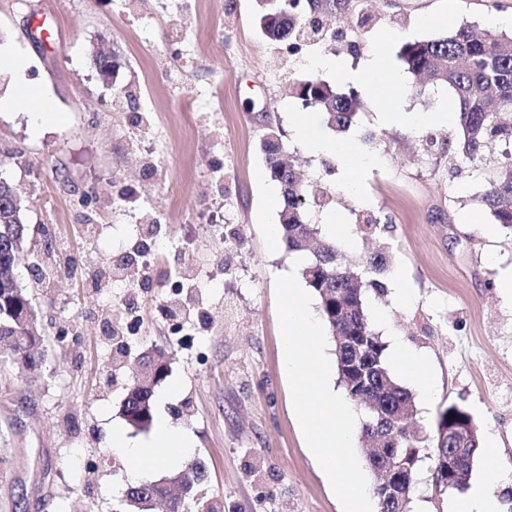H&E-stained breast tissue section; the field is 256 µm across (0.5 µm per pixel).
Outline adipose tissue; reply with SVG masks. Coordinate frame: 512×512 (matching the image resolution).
Listing matches in <instances>:
<instances>
[{"mask_svg": "<svg viewBox=\"0 0 512 512\" xmlns=\"http://www.w3.org/2000/svg\"><path fill=\"white\" fill-rule=\"evenodd\" d=\"M338 75L344 79L367 86L371 91L388 100L389 105L382 113L388 124L417 126L420 124L445 125L451 122L453 113L447 107L437 111L415 113L402 111L398 102L404 91L397 78L390 75L388 57L380 52H372L359 66L337 65ZM296 137L311 149L331 153L339 158L343 170V183L347 189L359 188L366 160L356 142H340L327 138L322 130L320 119L314 112H299L295 115ZM112 446L126 458L127 474L130 482H137L150 468L166 463L173 458L184 459L191 453L188 436L178 427L161 422L153 440L134 442L127 440L120 432H113Z\"/></svg>", "mask_w": 512, "mask_h": 512, "instance_id": "adipose-tissue-1", "label": "adipose tissue"}]
</instances>
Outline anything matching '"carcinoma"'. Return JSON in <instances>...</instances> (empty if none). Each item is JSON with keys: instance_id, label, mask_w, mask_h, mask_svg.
I'll return each mask as SVG.
<instances>
[{"instance_id": "1", "label": "carcinoma", "mask_w": 512, "mask_h": 512, "mask_svg": "<svg viewBox=\"0 0 512 512\" xmlns=\"http://www.w3.org/2000/svg\"><path fill=\"white\" fill-rule=\"evenodd\" d=\"M353 8L352 0H256V18L263 37L274 43H295L308 37V32H323L322 21L338 12ZM399 57L412 74H422L429 81L446 85L455 100L456 136L438 145L433 135L425 138L427 150H437L452 157L463 156L477 162L492 144L512 145V39L495 30L482 36L459 28L432 41L405 43ZM296 98L301 105L323 115L326 125L343 134L349 131L362 107L352 93L341 94L328 82L310 76L297 83ZM266 156L269 178L280 186L279 232L287 251L306 252L319 228L309 220L308 185L296 179L295 158L286 157L276 131H270L261 144ZM17 198L13 186L0 184V266H16L28 257L27 249L11 243L27 238L23 209L14 206ZM480 205L489 210L497 224L512 233V151L503 154L497 172L489 178L480 197ZM388 245L372 254L363 268L352 267L336 249V242L323 241L319 255L302 270L307 286L319 298L320 315L328 327L335 347L339 382L346 394L359 396L364 409L361 438L370 452L371 469L392 464L397 472L396 487L404 493L398 503L391 501V491L378 482L373 487L376 512H411L412 494L419 462L432 457L433 483L440 491H462L470 480L478 446L448 462L441 459V427L455 422L466 428L476 425L465 406L453 403L438 413L432 436L424 434L413 419V394L393 377L386 357V344L374 331L366 308V292L378 298L387 295L383 272L386 269ZM16 301L32 306L25 289L15 280H0V343L14 363L39 366L43 357L36 347L43 341L37 323L17 321L6 305ZM350 336L363 350L365 385L357 386V378L346 368V350L339 337ZM143 366L154 375V384L167 376L165 353L154 350L143 355ZM154 388L130 385L122 405L128 424L138 429L153 421ZM454 416H449V413ZM389 434L396 441V456L376 449L379 437ZM205 466L199 460L186 463L171 477L140 484L128 490L121 512H150L153 501L165 495V484L182 482L183 493L171 505V512H201L203 503L197 498L196 486L205 478Z\"/></svg>"}]
</instances>
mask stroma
I'll return each instance as SVG.
<instances>
[{
    "label": "stroma",
    "instance_id": "35a3bbf8",
    "mask_svg": "<svg viewBox=\"0 0 512 512\" xmlns=\"http://www.w3.org/2000/svg\"><path fill=\"white\" fill-rule=\"evenodd\" d=\"M367 14L358 25L359 14ZM439 16L422 28L421 15ZM353 51L329 39H262L253 0H0V44L31 60L26 74L59 114L40 124L16 106L0 112V177L24 200L33 251L13 275L37 313L45 364L0 362V512H116L130 482L109 437L131 440L122 402L142 355L164 350L169 374L154 416L182 428L207 466L197 494L223 512H342L295 416L276 310L275 279L296 260L270 245L276 185L260 149L275 128L303 177L328 193L310 220L342 214L344 257L365 261L390 246L387 281L406 279L415 298L370 296V318L387 347L425 353L437 381L414 399L433 430L440 410L465 405L482 445L472 483L512 506V236L479 199L501 146L462 163L425 154L422 129L379 123L382 103L340 80L322 60L361 64L386 48L398 55L465 27L512 34V0H360L336 17ZM116 62L109 76L97 52ZM316 75L364 103L351 130L370 157L360 196L326 175L335 160L291 133L301 103L296 81ZM379 218L376 233L363 215ZM135 274L116 277L120 257ZM188 299L199 318L174 322L167 301ZM460 492L438 493L423 459L412 512H453Z\"/></svg>",
    "mask_w": 512,
    "mask_h": 512
}]
</instances>
